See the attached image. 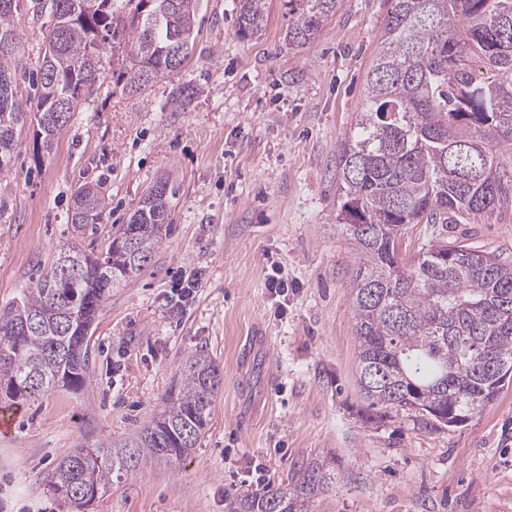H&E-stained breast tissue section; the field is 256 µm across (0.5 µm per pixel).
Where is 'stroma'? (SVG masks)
Returning a JSON list of instances; mask_svg holds the SVG:
<instances>
[{
    "instance_id": "35a3bbf8",
    "label": "stroma",
    "mask_w": 512,
    "mask_h": 512,
    "mask_svg": "<svg viewBox=\"0 0 512 512\" xmlns=\"http://www.w3.org/2000/svg\"><path fill=\"white\" fill-rule=\"evenodd\" d=\"M238 0H197L193 47L180 69L131 93L121 48L51 154L32 125L17 129L0 177V310L65 244L104 252L143 194L167 178L171 224L151 264L113 289L89 334L92 383L24 404L0 435V512H233L319 456L343 471L308 512H512V383L464 426L426 434L399 415L362 424L354 372L350 270L356 253L334 223L339 145L362 108L365 75L388 0H337L309 45L288 48V0H267V25L237 34ZM20 97L38 70L52 15L19 0ZM195 90L180 107L176 91ZM110 200L79 234L78 186ZM449 239L512 259V210L448 227ZM201 286L182 298L183 276ZM292 287L285 305L268 289ZM221 385L195 452L146 460L77 508L49 489L76 448L132 436L162 407L198 350Z\"/></svg>"
}]
</instances>
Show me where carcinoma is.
<instances>
[{"label":"carcinoma","mask_w":512,"mask_h":512,"mask_svg":"<svg viewBox=\"0 0 512 512\" xmlns=\"http://www.w3.org/2000/svg\"><path fill=\"white\" fill-rule=\"evenodd\" d=\"M291 48L312 42L336 0H290ZM391 8L366 77L362 110L341 143L335 223L355 246L350 287L358 339L356 382L364 423L398 414L424 433L465 424L512 379V262L448 241V225L512 205V0H389ZM54 19L35 93L36 134L53 150L101 71V51L124 33L125 88L144 90L178 69L193 39L196 0H50ZM17 0H0V51L17 40ZM266 0H240L238 33L263 30ZM17 80L0 62V175L10 168L22 111ZM160 180L112 233L105 254L60 250L48 270L0 312V384L7 401L91 382L88 333L114 287L142 273L169 223ZM77 232L99 223L109 199L75 192ZM438 235L400 257L404 226ZM75 276L62 282L63 268ZM220 387L218 368L192 355L164 408L132 436L104 439L63 458L50 484L77 505L95 500L112 474L132 475L147 458L181 461L200 443ZM325 457L285 486L238 503L239 512H307L336 482Z\"/></svg>","instance_id":"carcinoma-1"}]
</instances>
